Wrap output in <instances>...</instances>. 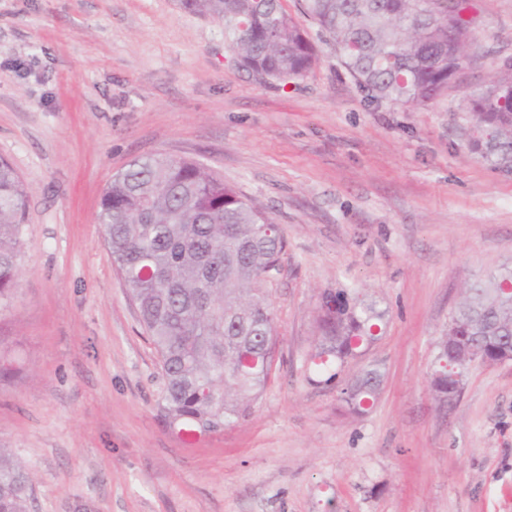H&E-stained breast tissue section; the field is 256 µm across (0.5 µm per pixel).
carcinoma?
<instances>
[{
    "label": "carcinoma",
    "mask_w": 512,
    "mask_h": 512,
    "mask_svg": "<svg viewBox=\"0 0 512 512\" xmlns=\"http://www.w3.org/2000/svg\"><path fill=\"white\" fill-rule=\"evenodd\" d=\"M194 14L224 22L235 67L260 83L285 86L319 60L317 44L282 0H179ZM320 39L377 102L426 106L448 91L467 65L478 25L472 0H300ZM464 110L493 130L474 150L512 166V55ZM28 191L0 158V299L19 273L21 219ZM99 221L165 379L161 414L186 443L249 417L270 379L277 340L265 281L279 265L285 237L272 218L203 165L144 157L105 189ZM385 312L347 292L321 295L314 365L329 383L377 340ZM475 348L512 347V271L469 289L436 343L439 367L429 382L448 400V379L471 359L448 341L451 331ZM377 368L348 380L341 401L356 415L376 401ZM30 478L0 448V512H27Z\"/></svg>",
    "instance_id": "1"
}]
</instances>
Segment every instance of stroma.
Wrapping results in <instances>:
<instances>
[{
	"instance_id": "35a3bbf8",
	"label": "stroma",
	"mask_w": 512,
	"mask_h": 512,
	"mask_svg": "<svg viewBox=\"0 0 512 512\" xmlns=\"http://www.w3.org/2000/svg\"><path fill=\"white\" fill-rule=\"evenodd\" d=\"M487 56L425 107L375 102L320 45L297 84L229 62L177 0H0V157L28 191L0 300V448L29 512H512V362L471 363L446 404L436 341L466 288L512 269V168L473 151L461 104L512 55V0H475ZM197 161L282 228L278 333L260 403L186 445L98 222L134 158ZM386 312L338 381L311 380L321 293ZM377 367L374 406L342 383Z\"/></svg>"
}]
</instances>
